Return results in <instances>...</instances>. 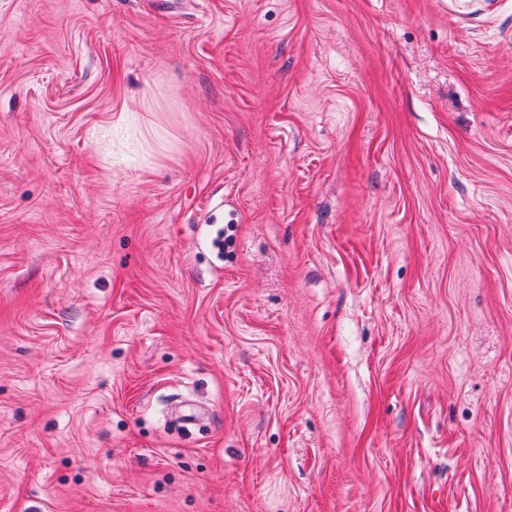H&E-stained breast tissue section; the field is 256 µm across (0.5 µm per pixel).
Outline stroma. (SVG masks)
<instances>
[{
    "instance_id": "stroma-1",
    "label": "stroma",
    "mask_w": 512,
    "mask_h": 512,
    "mask_svg": "<svg viewBox=\"0 0 512 512\" xmlns=\"http://www.w3.org/2000/svg\"><path fill=\"white\" fill-rule=\"evenodd\" d=\"M0 512H512V0H0Z\"/></svg>"
}]
</instances>
